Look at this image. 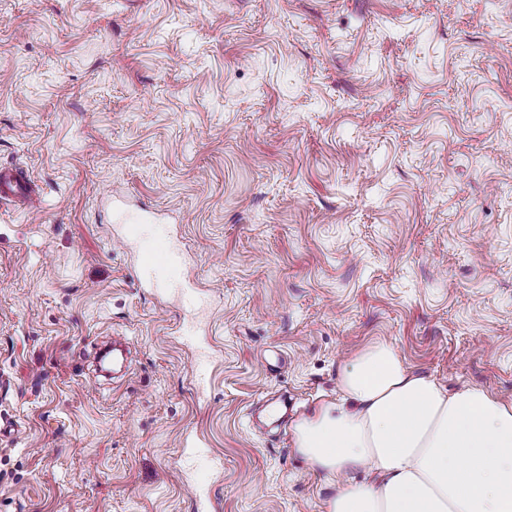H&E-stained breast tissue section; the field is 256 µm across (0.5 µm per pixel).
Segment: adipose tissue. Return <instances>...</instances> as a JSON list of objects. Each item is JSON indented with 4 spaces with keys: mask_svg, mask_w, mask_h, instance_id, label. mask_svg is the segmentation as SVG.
<instances>
[{
    "mask_svg": "<svg viewBox=\"0 0 512 512\" xmlns=\"http://www.w3.org/2000/svg\"><path fill=\"white\" fill-rule=\"evenodd\" d=\"M337 387L292 425L297 453L338 480L328 512H512V401L447 390L380 341L340 369ZM358 470L369 480H354Z\"/></svg>",
    "mask_w": 512,
    "mask_h": 512,
    "instance_id": "obj_1",
    "label": "adipose tissue"
}]
</instances>
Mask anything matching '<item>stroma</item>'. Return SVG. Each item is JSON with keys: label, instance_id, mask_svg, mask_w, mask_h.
I'll return each instance as SVG.
<instances>
[{"label": "stroma", "instance_id": "stroma-1", "mask_svg": "<svg viewBox=\"0 0 512 512\" xmlns=\"http://www.w3.org/2000/svg\"><path fill=\"white\" fill-rule=\"evenodd\" d=\"M1 164L0 512H326L292 421L374 340L512 401V0H0ZM117 206L214 296L206 394ZM0 200L33 209L40 203L39 189L32 184L23 169L0 166Z\"/></svg>", "mask_w": 512, "mask_h": 512}]
</instances>
